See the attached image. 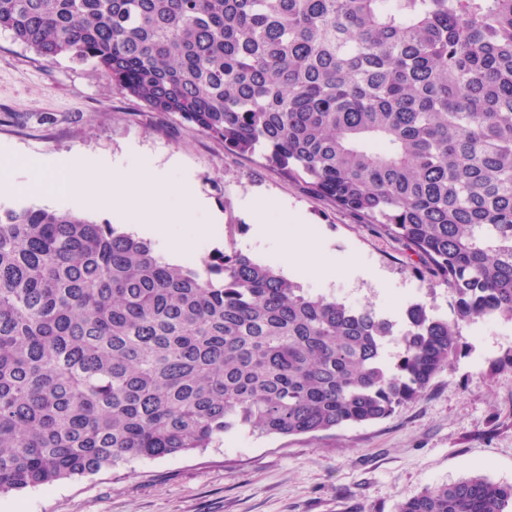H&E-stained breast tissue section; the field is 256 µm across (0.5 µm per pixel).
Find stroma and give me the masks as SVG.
I'll use <instances>...</instances> for the list:
<instances>
[{
    "label": "stroma",
    "instance_id": "35a3bbf8",
    "mask_svg": "<svg viewBox=\"0 0 512 512\" xmlns=\"http://www.w3.org/2000/svg\"><path fill=\"white\" fill-rule=\"evenodd\" d=\"M175 152L181 164L171 179L205 195L220 218L213 236L172 225L174 236L192 239L195 258L241 249L251 231L245 206L264 195L303 216L336 263L333 279L305 282L306 290L398 323L400 299L450 316L447 287L404 243L305 192L260 157L227 153L179 115L150 111L94 63L48 61L0 33V164L16 180L30 177L33 157H146L161 167ZM17 202L119 222L68 197L0 189V204ZM460 331L467 354L386 419L312 434H227L192 453L0 495V512H395L400 499L471 476L512 484V372L497 367L512 352V323L480 320Z\"/></svg>",
    "mask_w": 512,
    "mask_h": 512
}]
</instances>
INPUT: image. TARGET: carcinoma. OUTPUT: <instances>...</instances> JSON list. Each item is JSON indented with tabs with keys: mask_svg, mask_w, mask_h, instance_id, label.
Masks as SVG:
<instances>
[{
	"mask_svg": "<svg viewBox=\"0 0 512 512\" xmlns=\"http://www.w3.org/2000/svg\"><path fill=\"white\" fill-rule=\"evenodd\" d=\"M0 32L404 242L455 315L417 302L397 331L238 251L170 264L108 222L0 205V495L385 419L460 323L512 322V0H0ZM396 512H512V484Z\"/></svg>",
	"mask_w": 512,
	"mask_h": 512,
	"instance_id": "carcinoma-1",
	"label": "carcinoma"
}]
</instances>
